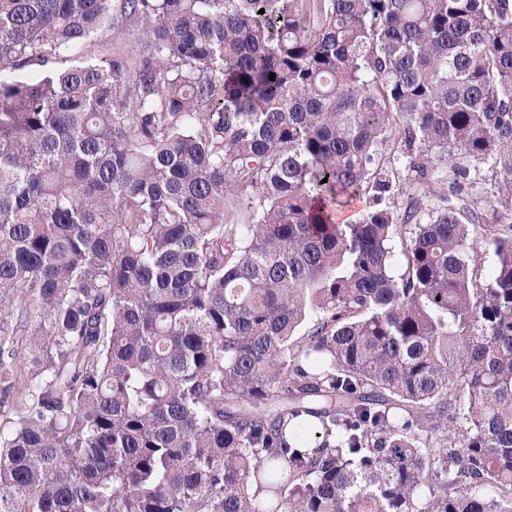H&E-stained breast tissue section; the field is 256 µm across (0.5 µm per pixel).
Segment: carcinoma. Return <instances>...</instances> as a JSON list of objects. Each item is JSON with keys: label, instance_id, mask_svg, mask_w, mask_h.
<instances>
[{"label": "carcinoma", "instance_id": "carcinoma-1", "mask_svg": "<svg viewBox=\"0 0 512 512\" xmlns=\"http://www.w3.org/2000/svg\"><path fill=\"white\" fill-rule=\"evenodd\" d=\"M482 165L512 0H0V512H512V225L395 202ZM141 31H108L98 38H94L87 48L91 55H102L106 51L128 52L138 41H142Z\"/></svg>", "mask_w": 512, "mask_h": 512}]
</instances>
